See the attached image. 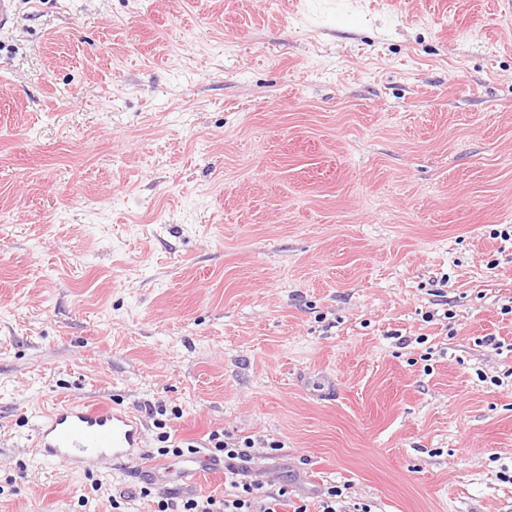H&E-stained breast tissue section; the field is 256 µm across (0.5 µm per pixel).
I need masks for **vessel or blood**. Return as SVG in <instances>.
<instances>
[{
    "mask_svg": "<svg viewBox=\"0 0 512 512\" xmlns=\"http://www.w3.org/2000/svg\"><path fill=\"white\" fill-rule=\"evenodd\" d=\"M143 441V426L136 415L107 402L90 401L65 404L46 414L35 429L32 447L43 461L77 470L140 458ZM223 468V463L202 454L186 458L181 471L198 476Z\"/></svg>",
    "mask_w": 512,
    "mask_h": 512,
    "instance_id": "b4317fda",
    "label": "vessel or blood"
}]
</instances>
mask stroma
Wrapping results in <instances>:
<instances>
[{
  "label": "stroma",
  "instance_id": "35a3bbf8",
  "mask_svg": "<svg viewBox=\"0 0 512 512\" xmlns=\"http://www.w3.org/2000/svg\"><path fill=\"white\" fill-rule=\"evenodd\" d=\"M511 226L512 0H14L0 512H153L30 451L98 400L160 469L159 420L313 508L512 512Z\"/></svg>",
  "mask_w": 512,
  "mask_h": 512
}]
</instances>
